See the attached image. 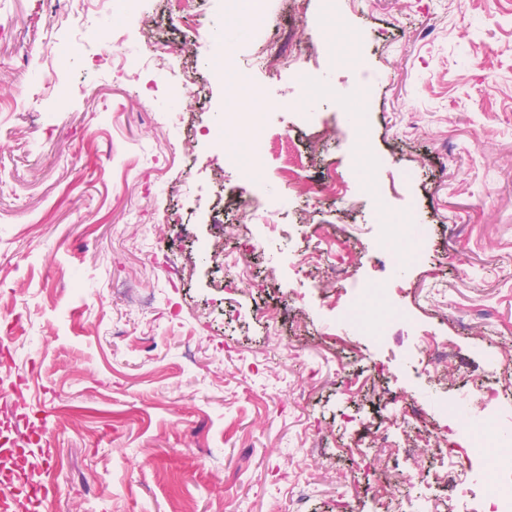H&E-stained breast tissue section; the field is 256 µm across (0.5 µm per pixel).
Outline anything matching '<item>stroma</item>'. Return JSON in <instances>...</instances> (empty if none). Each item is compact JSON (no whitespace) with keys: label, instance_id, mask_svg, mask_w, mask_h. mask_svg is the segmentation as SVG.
<instances>
[{"label":"stroma","instance_id":"1","mask_svg":"<svg viewBox=\"0 0 512 512\" xmlns=\"http://www.w3.org/2000/svg\"><path fill=\"white\" fill-rule=\"evenodd\" d=\"M65 9L0 0V389L24 392L0 442L60 502L16 482L0 512H397L348 418L407 402L491 479L470 423L512 427V398L473 389L512 365V0H257L242 25L225 0ZM221 55L269 104L231 149ZM388 217L423 230L402 269ZM218 239L252 249L249 281ZM341 259L404 318L347 325L353 291L321 273ZM248 250H244L243 252L239 253L234 259L232 258L229 260V255H224V244L219 241L214 244L213 250H212V258L214 259V262L218 265L224 268V266L229 267V269L235 268L238 270L239 276L242 277V279H245V277L248 275V268L249 265L247 264V253ZM242 266V267H239Z\"/></svg>","mask_w":512,"mask_h":512}]
</instances>
